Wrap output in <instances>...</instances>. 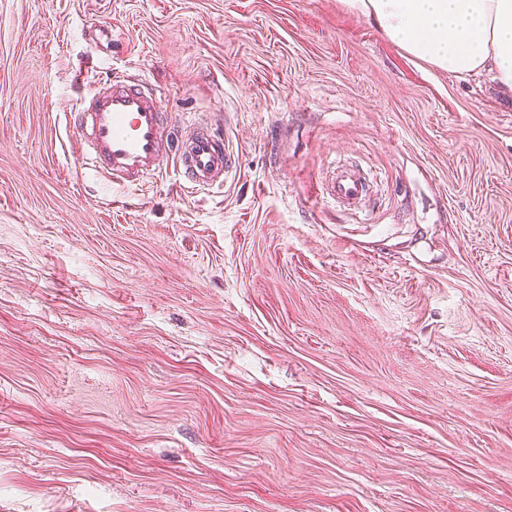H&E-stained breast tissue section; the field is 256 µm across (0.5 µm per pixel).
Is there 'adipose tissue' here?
<instances>
[{
  "label": "adipose tissue",
  "mask_w": 512,
  "mask_h": 512,
  "mask_svg": "<svg viewBox=\"0 0 512 512\" xmlns=\"http://www.w3.org/2000/svg\"><path fill=\"white\" fill-rule=\"evenodd\" d=\"M434 70L492 73L512 94V0H342Z\"/></svg>",
  "instance_id": "1"
}]
</instances>
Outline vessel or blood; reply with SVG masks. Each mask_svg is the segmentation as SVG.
Listing matches in <instances>:
<instances>
[{
    "mask_svg": "<svg viewBox=\"0 0 512 512\" xmlns=\"http://www.w3.org/2000/svg\"><path fill=\"white\" fill-rule=\"evenodd\" d=\"M71 112L80 159L115 184L142 185L174 168L188 191L223 190L241 169L223 123H174L160 90L122 71L98 76ZM370 185L360 172L334 177L326 194L334 202L358 206Z\"/></svg>",
    "mask_w": 512,
    "mask_h": 512,
    "instance_id": "obj_1",
    "label": "vessel or blood"
}]
</instances>
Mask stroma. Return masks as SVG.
<instances>
[{"mask_svg": "<svg viewBox=\"0 0 512 512\" xmlns=\"http://www.w3.org/2000/svg\"><path fill=\"white\" fill-rule=\"evenodd\" d=\"M115 68L240 177L82 168ZM0 512H512V97L342 0H0ZM369 182L356 170H345L334 177L326 194L335 203L356 208L367 196Z\"/></svg>", "mask_w": 512, "mask_h": 512, "instance_id": "obj_1", "label": "stroma"}]
</instances>
